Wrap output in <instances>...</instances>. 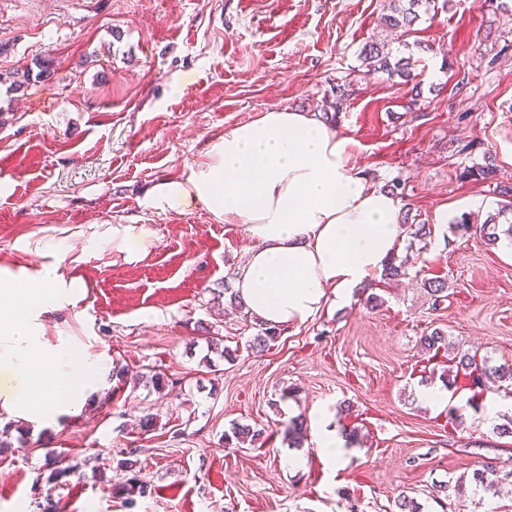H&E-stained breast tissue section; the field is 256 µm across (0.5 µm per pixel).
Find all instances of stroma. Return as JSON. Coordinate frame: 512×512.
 Returning a JSON list of instances; mask_svg holds the SVG:
<instances>
[{"label":"stroma","instance_id":"obj_1","mask_svg":"<svg viewBox=\"0 0 512 512\" xmlns=\"http://www.w3.org/2000/svg\"><path fill=\"white\" fill-rule=\"evenodd\" d=\"M499 3L422 7L392 45L412 59L406 81L360 60L391 0H0V73L45 56L57 67L19 92L0 86V270L55 265L77 299L48 315L46 337L123 372L78 414L11 431L0 512H38L49 449L78 467L50 486L65 512H396L402 493L422 512H512V493L432 497L435 483L512 462V437L494 431L512 416V383L475 385L452 360L512 364V243L488 244L482 229L496 184H512V12ZM346 78L336 129L372 183L404 180L410 220L431 235L405 234V277H373L260 351L224 292L252 244L245 228L194 203L159 212L144 195L262 112L323 111ZM487 150L493 177L462 179ZM125 225L143 236L128 252L112 240ZM435 278L447 284L440 301L423 286ZM436 329L450 346L426 351ZM210 335L236 359L209 353ZM159 372L164 395L150 382ZM426 384L447 385L453 404L425 406ZM321 410L342 463L309 439L304 465L289 468L288 427ZM147 413L156 425L144 433ZM238 425L264 442H226ZM131 450L156 492L130 509L116 462Z\"/></svg>","mask_w":512,"mask_h":512}]
</instances>
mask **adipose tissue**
<instances>
[{"instance_id": "adipose-tissue-1", "label": "adipose tissue", "mask_w": 512, "mask_h": 512, "mask_svg": "<svg viewBox=\"0 0 512 512\" xmlns=\"http://www.w3.org/2000/svg\"><path fill=\"white\" fill-rule=\"evenodd\" d=\"M198 203L244 225L254 246L234 288L262 321L299 326L342 301L400 250L403 204L357 168L353 141L318 114L263 112L212 139L186 177L157 183L161 212ZM55 266L0 274V411L42 424L75 413L107 379L102 361L48 341L42 316L70 301Z\"/></svg>"}]
</instances>
